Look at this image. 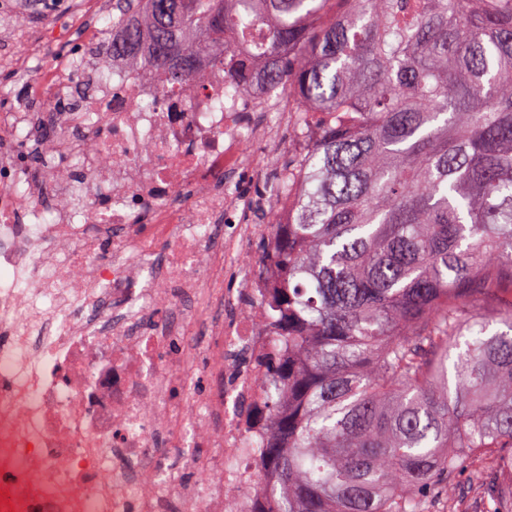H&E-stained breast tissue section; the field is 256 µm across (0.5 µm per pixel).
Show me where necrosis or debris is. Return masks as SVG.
Wrapping results in <instances>:
<instances>
[{
  "label": "necrosis or debris",
  "instance_id": "necrosis-or-debris-1",
  "mask_svg": "<svg viewBox=\"0 0 512 512\" xmlns=\"http://www.w3.org/2000/svg\"><path fill=\"white\" fill-rule=\"evenodd\" d=\"M236 49L252 80L201 54L189 95L143 66H88L80 44L37 80L36 51L0 50L23 92L0 111V512H273L266 401L285 393L261 389L288 360L274 256L302 172L282 167L260 199L238 181L302 101ZM47 96L79 104L35 120ZM30 133L37 169L8 147ZM265 208L275 223H251ZM233 271L242 287H225Z\"/></svg>",
  "mask_w": 512,
  "mask_h": 512
}]
</instances>
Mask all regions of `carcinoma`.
I'll return each instance as SVG.
<instances>
[{
  "label": "carcinoma",
  "mask_w": 512,
  "mask_h": 512,
  "mask_svg": "<svg viewBox=\"0 0 512 512\" xmlns=\"http://www.w3.org/2000/svg\"><path fill=\"white\" fill-rule=\"evenodd\" d=\"M230 29L309 102L298 126L329 119L279 255L274 512H433L466 473L475 512H512V0H118L106 53L173 87L200 53L243 79Z\"/></svg>",
  "instance_id": "cac0c4a2"
}]
</instances>
